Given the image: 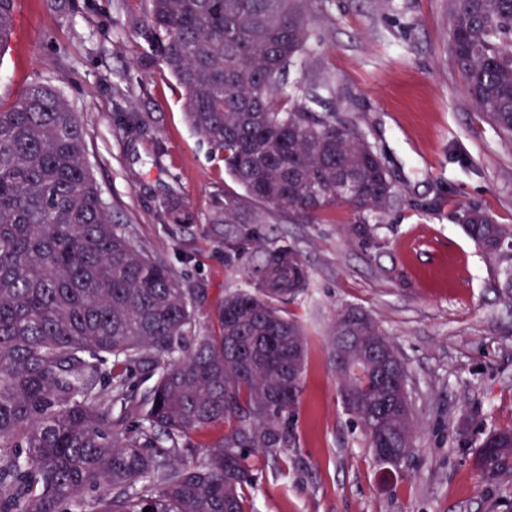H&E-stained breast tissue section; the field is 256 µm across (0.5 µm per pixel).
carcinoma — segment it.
Wrapping results in <instances>:
<instances>
[{"instance_id":"carcinoma-1","label":"carcinoma","mask_w":512,"mask_h":512,"mask_svg":"<svg viewBox=\"0 0 512 512\" xmlns=\"http://www.w3.org/2000/svg\"><path fill=\"white\" fill-rule=\"evenodd\" d=\"M17 0H0V54ZM315 0H143L134 33L141 66L161 65L184 91L192 131L241 186L216 221L245 200L314 224L336 207L386 210L395 196L377 150L349 117L290 104L288 66L306 51ZM449 54L476 108L512 143V0H448ZM164 218L192 223L168 199ZM466 234L505 265L512 303V224L477 207ZM251 287L228 293L219 334L189 341L190 289L112 223L86 157V131L65 95L30 84L0 105V512H245L249 456L288 446L306 359L302 326L280 305L308 287L290 245L256 242ZM358 337L339 345L336 337ZM343 407L368 447L413 456L408 391L386 385L379 349L407 370L379 323L347 307L330 331ZM155 374L132 413L133 369ZM224 438L185 460L195 431ZM484 482L512 479V429L480 444Z\"/></svg>"}]
</instances>
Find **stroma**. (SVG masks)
<instances>
[{"instance_id": "obj_1", "label": "stroma", "mask_w": 512, "mask_h": 512, "mask_svg": "<svg viewBox=\"0 0 512 512\" xmlns=\"http://www.w3.org/2000/svg\"><path fill=\"white\" fill-rule=\"evenodd\" d=\"M140 11L139 0H17L0 104L34 82L63 91L113 223L192 288L196 335H215L225 294L248 288L253 237L300 254L309 288L285 310L307 332L302 395L290 447L249 460L247 512H512V482L485 483L474 466L484 435L512 427V304L455 214L477 206L512 224V146L449 58L448 0H317L308 52L290 69L292 103L352 116L385 161L397 197L365 223L347 207L315 224L266 207L216 222L242 189L188 128L166 69L140 67ZM131 112L151 118L135 135L120 124ZM165 198L193 223L163 220ZM349 305L376 319L407 369L416 454L399 470L373 459L338 395L329 333Z\"/></svg>"}]
</instances>
